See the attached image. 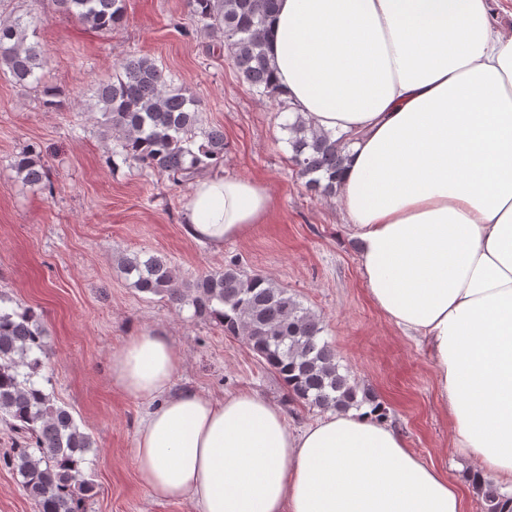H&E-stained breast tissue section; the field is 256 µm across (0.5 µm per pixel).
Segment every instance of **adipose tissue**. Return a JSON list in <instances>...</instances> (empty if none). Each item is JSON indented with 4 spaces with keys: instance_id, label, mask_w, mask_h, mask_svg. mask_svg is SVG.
<instances>
[{
    "instance_id": "obj_1",
    "label": "adipose tissue",
    "mask_w": 512,
    "mask_h": 512,
    "mask_svg": "<svg viewBox=\"0 0 512 512\" xmlns=\"http://www.w3.org/2000/svg\"><path fill=\"white\" fill-rule=\"evenodd\" d=\"M269 54L282 98L345 136L339 201L372 303L426 344L442 413L471 475L512 512V39L486 0H278ZM259 181L215 169L184 231L221 250L262 223ZM164 334L129 338L113 375L147 402L137 475L200 512H463L461 480L365 412L302 429L251 392L174 390Z\"/></svg>"
}]
</instances>
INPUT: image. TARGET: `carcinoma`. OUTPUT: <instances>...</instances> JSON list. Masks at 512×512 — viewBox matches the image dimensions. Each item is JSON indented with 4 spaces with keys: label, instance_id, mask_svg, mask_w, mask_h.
Masks as SVG:
<instances>
[{
    "label": "carcinoma",
    "instance_id": "obj_1",
    "mask_svg": "<svg viewBox=\"0 0 512 512\" xmlns=\"http://www.w3.org/2000/svg\"><path fill=\"white\" fill-rule=\"evenodd\" d=\"M68 18L107 33L123 20V0H55ZM276 0H188L202 30L230 50L241 79L260 96L279 97L266 51V21ZM44 18L32 8L0 21V72L21 87L42 84L48 61L38 41ZM95 98L111 126L112 154L143 169L165 173L175 183L194 181L224 161V131L202 125L199 100L187 87L168 80L145 56L120 63L97 84ZM291 161L307 178L306 188L320 197L336 195L337 176L348 141L312 128L301 116L285 125ZM14 168L29 186L51 187L50 170L28 146ZM122 270L139 292L161 295L193 309L197 319L216 324L229 336L244 335L251 350L284 382L291 399L323 410L368 405L386 417V408L340 372L336 353L323 337V320L303 306L288 288L240 265L199 275L182 288L175 270L157 255L135 254ZM48 354L46 331L30 307H0V418L31 441L19 445L3 463L37 512H86L95 483L84 468L94 445L73 415L54 401L49 376L41 374Z\"/></svg>",
    "mask_w": 512,
    "mask_h": 512
}]
</instances>
